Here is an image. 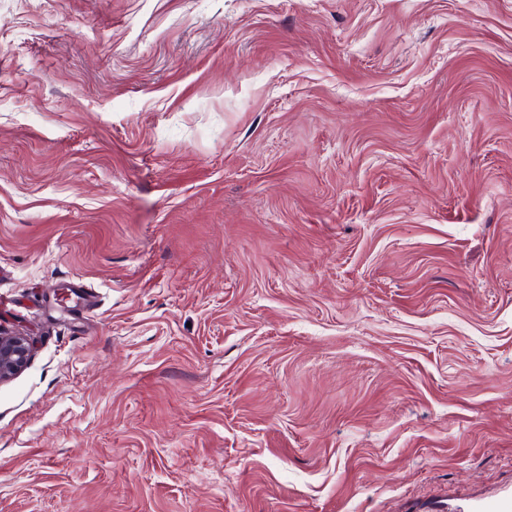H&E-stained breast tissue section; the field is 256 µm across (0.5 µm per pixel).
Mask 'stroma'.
I'll return each instance as SVG.
<instances>
[{
    "mask_svg": "<svg viewBox=\"0 0 512 512\" xmlns=\"http://www.w3.org/2000/svg\"><path fill=\"white\" fill-rule=\"evenodd\" d=\"M0 512L512 494V0H0ZM34 354V341L24 333L0 327V383L22 371Z\"/></svg>",
    "mask_w": 512,
    "mask_h": 512,
    "instance_id": "obj_1",
    "label": "stroma"
}]
</instances>
